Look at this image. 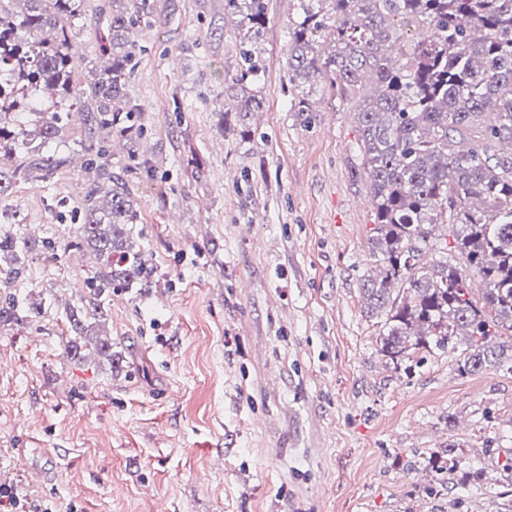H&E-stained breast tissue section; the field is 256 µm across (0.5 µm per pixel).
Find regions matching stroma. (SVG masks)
I'll list each match as a JSON object with an SVG mask.
<instances>
[{
    "label": "stroma",
    "mask_w": 512,
    "mask_h": 512,
    "mask_svg": "<svg viewBox=\"0 0 512 512\" xmlns=\"http://www.w3.org/2000/svg\"><path fill=\"white\" fill-rule=\"evenodd\" d=\"M151 2L130 87L144 135L112 144L151 285L105 300L111 357L74 352L66 311L88 299L95 257H35L29 300L52 307L0 326V484L49 512H512V370L460 376L450 347L407 374L377 351L355 109L317 94L294 111L297 0H266L245 141L217 116L237 104L225 0ZM80 165L48 189L17 183L15 222L37 239L69 223ZM451 442L480 480L429 492Z\"/></svg>",
    "instance_id": "obj_1"
}]
</instances>
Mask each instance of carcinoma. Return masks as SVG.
<instances>
[{
    "instance_id": "carcinoma-1",
    "label": "carcinoma",
    "mask_w": 512,
    "mask_h": 512,
    "mask_svg": "<svg viewBox=\"0 0 512 512\" xmlns=\"http://www.w3.org/2000/svg\"><path fill=\"white\" fill-rule=\"evenodd\" d=\"M87 0H0V201L18 182L49 184L82 156L95 180L76 200L82 223L36 242L0 231V287L12 304L0 325L42 305L28 302L33 255L88 249L99 265L85 304L67 313L73 347L90 341L105 315L103 296L148 278L145 255L130 244L136 208L129 183L112 171L100 141L143 135L141 104L129 87L142 52L150 0H112L93 77L81 80L75 30L87 24ZM288 27V83L296 91L322 82L355 104L361 168L375 206L369 238L374 272L361 288L364 308L384 316L380 351L394 362L421 349H445L462 337L460 375L512 363V0H298ZM238 17L243 61L228 89L259 78L251 46L266 23L264 0H227ZM431 31L427 41L399 45L398 27ZM330 40L322 52L320 39ZM86 113V136L70 138L69 109ZM262 100L243 95L237 118ZM454 236L459 263L423 260L436 230ZM482 281L475 296L471 277Z\"/></svg>"
}]
</instances>
